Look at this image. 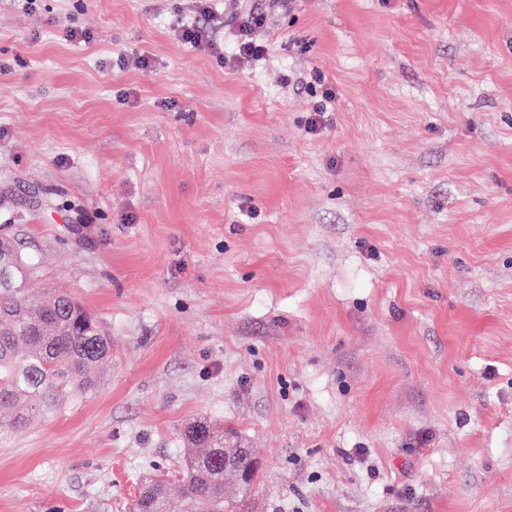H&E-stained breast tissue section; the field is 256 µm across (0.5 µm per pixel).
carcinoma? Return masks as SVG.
<instances>
[{"label": "carcinoma", "instance_id": "cac0c4a2", "mask_svg": "<svg viewBox=\"0 0 512 512\" xmlns=\"http://www.w3.org/2000/svg\"><path fill=\"white\" fill-rule=\"evenodd\" d=\"M0 262L11 263L16 279L0 285V432L26 426L60 403L93 391L101 368L112 361V336L101 321L69 295L38 296V266L0 238ZM192 448L180 465L184 512H250L257 463L252 450L224 445V430L195 422L186 431ZM235 465L224 467V457ZM231 477L238 496L228 498ZM130 512H168L163 481L139 494Z\"/></svg>", "mask_w": 512, "mask_h": 512}]
</instances>
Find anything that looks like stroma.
Masks as SVG:
<instances>
[{
    "label": "stroma",
    "mask_w": 512,
    "mask_h": 512,
    "mask_svg": "<svg viewBox=\"0 0 512 512\" xmlns=\"http://www.w3.org/2000/svg\"><path fill=\"white\" fill-rule=\"evenodd\" d=\"M191 14L0 0V235L112 335L0 512H129L197 418L255 512H512V0H297L235 70Z\"/></svg>",
    "instance_id": "obj_1"
}]
</instances>
